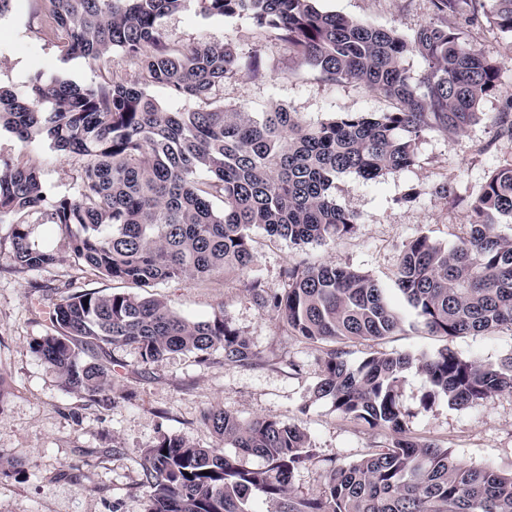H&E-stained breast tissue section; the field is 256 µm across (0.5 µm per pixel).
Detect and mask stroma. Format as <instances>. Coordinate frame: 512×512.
Listing matches in <instances>:
<instances>
[{
  "instance_id": "stroma-1",
  "label": "stroma",
  "mask_w": 512,
  "mask_h": 512,
  "mask_svg": "<svg viewBox=\"0 0 512 512\" xmlns=\"http://www.w3.org/2000/svg\"><path fill=\"white\" fill-rule=\"evenodd\" d=\"M317 6L408 36L431 19L428 0H317ZM40 23L38 0H13L0 15L1 86L23 91L38 72L82 86L134 77L135 62L118 51L97 62L64 57L58 44L40 33ZM162 27L177 47L200 39L234 46L240 63L224 81L226 107L259 112L277 103L311 124L346 112L390 108L379 92L321 77L287 45L260 38L246 17H205L191 5L166 17ZM468 39L501 67L498 92L481 103L482 119L454 137L425 133L409 168L373 180L352 174L337 179V204L358 217L351 234L295 245L257 229L255 262L248 272L152 287V294L187 318L224 313L257 352L252 365L225 362L218 352L205 362L173 353L146 365L135 346H118L111 356L123 396L111 409L65 390L30 348L45 335L53 304L76 291L104 295L132 293L136 287L77 271L67 261L42 271L18 270L10 260V227L0 224V459L14 464L9 474L0 475V512H144L137 487L142 450L171 434L204 448L220 447L202 422L210 409L303 428L316 459L294 476L293 490L300 497L317 493L331 467L389 443L388 434L345 418L329 399L315 398L327 344L294 336L274 312L259 308L249 283L256 278L280 292L287 286L284 272L294 264L358 268L381 284L404 323L381 341L347 343L351 363L376 352L421 355L442 347L441 338L421 328L394 285V273L404 245L416 236L450 247L465 235L468 202L494 168L512 159V140L499 136L493 121L512 95V40L487 26L469 28ZM0 158L38 166L43 180L60 193L76 190L79 160L60 155L45 141L23 142L2 129ZM446 183L452 196L439 192ZM453 346L466 357L493 363L512 353V330L461 336ZM425 389L419 371L406 372L401 399L410 436L449 449L464 464L512 471V392L475 408H452L440 398L426 409L420 402Z\"/></svg>"
}]
</instances>
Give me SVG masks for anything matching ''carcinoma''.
I'll return each mask as SVG.
<instances>
[{
	"instance_id": "carcinoma-1",
	"label": "carcinoma",
	"mask_w": 512,
	"mask_h": 512,
	"mask_svg": "<svg viewBox=\"0 0 512 512\" xmlns=\"http://www.w3.org/2000/svg\"><path fill=\"white\" fill-rule=\"evenodd\" d=\"M39 2L44 27L66 57L99 61L119 50L138 73L87 87L38 74L22 94L0 86V128L85 161L76 192L61 195L36 166L0 159V223L11 225V260L26 271L55 266L57 253L32 239L33 225L51 224L65 234L79 270L140 288L249 270L255 228L294 245L352 233L358 218L336 203V178L369 180L412 166L423 133H462L479 119L482 100L499 91V64L448 17L485 22L512 38V0H429L431 20L411 36L321 11L316 0ZM190 3L206 17H248L325 79L358 82L392 109L307 125L282 105L224 107L219 92L238 64L233 47L197 41L175 48L163 32L162 20ZM412 55L424 63L417 79L405 66ZM152 86L192 107L164 109L149 95ZM495 123L512 139V97ZM469 211L466 236L450 248L414 238L394 274L420 325L446 341L430 355L375 353L350 362L347 342L381 340L403 323L377 280L358 269L294 265L280 293L250 283L256 303L296 335L333 344L315 397L389 431L388 445L332 469L317 495L299 498L294 474L315 457L299 426L210 410L205 422L234 455L163 436L142 451L145 512H252L256 496L277 502L276 512H512V473L464 465L448 449L408 436L400 398L414 367L426 378V408L438 398L475 407L512 392L511 354L483 364L450 345L459 336L512 330V237L498 231L500 220L512 219L511 163L490 173ZM49 320L51 330L32 351L68 391L106 410L115 402L103 362L112 346H135L145 364L177 352L204 361L221 351L224 362L241 366L256 358L224 314L188 319L156 296L78 292L54 304ZM247 457L263 464L251 467Z\"/></svg>"
}]
</instances>
